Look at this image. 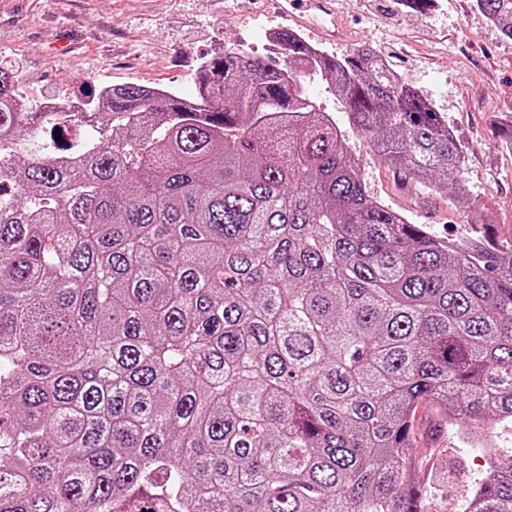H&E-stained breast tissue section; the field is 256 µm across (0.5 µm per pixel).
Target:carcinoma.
<instances>
[{
  "label": "carcinoma",
  "mask_w": 512,
  "mask_h": 512,
  "mask_svg": "<svg viewBox=\"0 0 512 512\" xmlns=\"http://www.w3.org/2000/svg\"><path fill=\"white\" fill-rule=\"evenodd\" d=\"M476 5L512 40V0ZM279 39L90 127L0 69V512H422L426 402L494 444L464 512H512V248L372 200L305 79L457 199L461 145L374 50Z\"/></svg>",
  "instance_id": "1"
}]
</instances>
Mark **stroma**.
Instances as JSON below:
<instances>
[{"label":"stroma","mask_w":512,"mask_h":512,"mask_svg":"<svg viewBox=\"0 0 512 512\" xmlns=\"http://www.w3.org/2000/svg\"><path fill=\"white\" fill-rule=\"evenodd\" d=\"M336 8L347 40L323 42V50L338 57L365 47L382 53L441 113L465 155L464 199L426 191L379 161L321 79L306 80L305 92L343 127L370 196L439 237L511 243L512 144L494 129L502 110H512V41L473 0H431L421 12L403 0H336ZM269 27H289L271 0H0V62L24 60L18 74L34 100L103 82L191 84L201 58L230 47L280 64L282 55L261 38ZM467 423L428 404L416 412L421 479L431 484L436 470L448 472L424 512H462L483 476L481 449L458 434Z\"/></svg>","instance_id":"stroma-1"}]
</instances>
